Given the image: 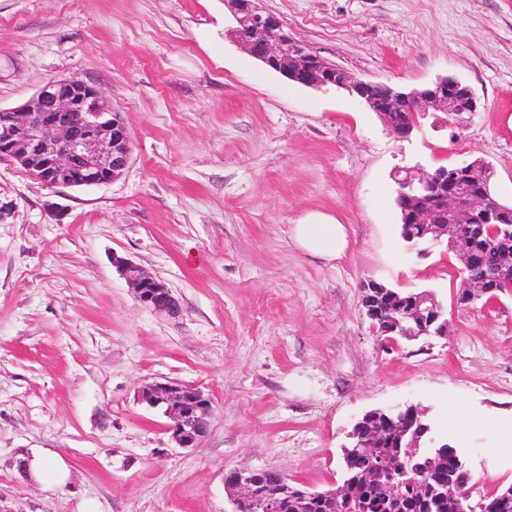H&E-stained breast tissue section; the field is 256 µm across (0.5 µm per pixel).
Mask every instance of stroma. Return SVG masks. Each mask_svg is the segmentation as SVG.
<instances>
[{
    "label": "stroma",
    "instance_id": "obj_1",
    "mask_svg": "<svg viewBox=\"0 0 512 512\" xmlns=\"http://www.w3.org/2000/svg\"><path fill=\"white\" fill-rule=\"evenodd\" d=\"M261 5L354 77L454 76L479 111L401 140L346 92L255 60L224 0H0V110L74 76L131 132L109 184L49 189L0 160V512H230L224 479L244 466L326 489L352 423L402 403L462 451L474 498L512 485L497 430L512 424V292L459 307L455 257L408 255L393 180L479 157L512 203V0ZM314 219L344 226L338 258L293 242ZM116 255L165 282L180 316L140 305ZM371 280L432 291L447 338L381 342L361 308ZM165 380L213 400L198 447L139 399ZM36 456L52 463L38 481Z\"/></svg>",
    "mask_w": 512,
    "mask_h": 512
}]
</instances>
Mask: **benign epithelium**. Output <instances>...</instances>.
<instances>
[{
  "label": "benign epithelium",
  "mask_w": 512,
  "mask_h": 512,
  "mask_svg": "<svg viewBox=\"0 0 512 512\" xmlns=\"http://www.w3.org/2000/svg\"><path fill=\"white\" fill-rule=\"evenodd\" d=\"M230 13V36L254 59L279 73L286 80L314 89L334 86L362 100L377 113L388 129L401 139H409L429 113H441V124L456 127L454 118L467 123L479 111L477 97L471 87L453 77H443L422 89L404 91L387 86L386 99L377 107L370 96L373 82L357 79L348 72L311 51L293 37L275 15L261 6V0H224ZM412 112L405 127L397 126L391 113L401 109ZM0 158L10 159L36 177L48 188H69L107 184L121 177L131 158V133L121 113L112 108L104 92L77 78L47 82L33 97L17 109L0 112ZM488 165L481 159L452 166L425 170L419 166H403L394 173L398 185L397 205L401 221L407 225L408 249L423 258L436 248L454 252L464 261L468 255L470 233L474 224H494V234L512 240V225L504 223L500 208L482 179ZM454 174L455 186L448 188V174ZM437 199L440 210L426 205ZM118 271L134 291L137 301L153 312L176 318L182 308L167 285L121 257L113 258ZM495 290L482 280H462L463 304ZM362 305L366 316L380 335L400 336L416 340L422 336L448 335V319L436 296L411 293L410 311L399 317L391 310L379 308L386 286L371 282L364 287ZM140 401L157 408L171 421L172 439L180 448H195L210 429L213 401L199 387L179 381L154 382L143 386ZM412 412L418 430H402L408 438V453L394 463H375L364 474L362 483L368 489L379 488L387 498L395 500L411 490L407 480L413 468H431L443 464L445 453L421 463L414 449L430 427L421 423L424 410L414 405H396L366 412L347 434L343 453L359 448L375 453L376 443L383 437L380 427L370 420ZM261 470L237 468L225 477L234 512H282V501L288 498V478L278 474L279 491L271 494L261 488ZM471 476L462 462L446 485L425 486L413 494L467 502L472 512H487L490 505L482 498L472 502ZM349 498L348 482L328 491H304L296 497V512H308L311 501Z\"/></svg>",
  "instance_id": "obj_1"
}]
</instances>
